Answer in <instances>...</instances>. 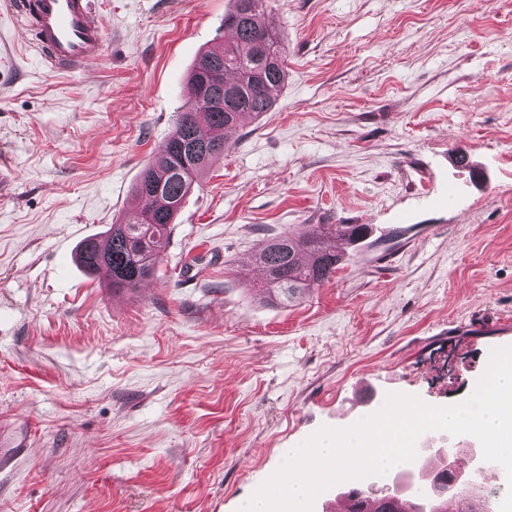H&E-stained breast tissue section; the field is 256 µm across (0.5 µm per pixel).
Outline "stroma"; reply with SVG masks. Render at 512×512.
<instances>
[{"label":"stroma","instance_id":"35a3bbf8","mask_svg":"<svg viewBox=\"0 0 512 512\" xmlns=\"http://www.w3.org/2000/svg\"><path fill=\"white\" fill-rule=\"evenodd\" d=\"M233 6L97 0L91 77L45 72L0 14V421L25 443L0 512H237L282 449L390 393L459 403L512 345V0H265L272 111L228 132L148 288L79 266ZM318 224L373 236L301 300L260 299L263 240Z\"/></svg>","mask_w":512,"mask_h":512}]
</instances>
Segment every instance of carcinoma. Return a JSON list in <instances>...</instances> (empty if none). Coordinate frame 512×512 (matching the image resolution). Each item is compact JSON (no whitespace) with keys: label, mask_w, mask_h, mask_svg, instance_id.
I'll list each match as a JSON object with an SVG mask.
<instances>
[{"label":"carcinoma","mask_w":512,"mask_h":512,"mask_svg":"<svg viewBox=\"0 0 512 512\" xmlns=\"http://www.w3.org/2000/svg\"><path fill=\"white\" fill-rule=\"evenodd\" d=\"M224 26L235 29L238 40L217 43L198 58L189 77L191 100L163 152L136 184L139 210L111 225L108 251H99L94 238L80 244L79 263L103 274L114 290L134 289L155 270L185 197L210 161L224 152L226 131L246 116L271 111L275 100L270 90L287 78L284 47L265 20L264 0H235ZM372 232L370 224H317L309 236L265 240L255 263L263 281L275 283V298L292 302L329 281L343 264L345 256L332 247L336 236L357 245ZM351 496L356 503L350 512H398V496L385 485L357 488ZM484 502L480 494L449 486L447 468L433 475L427 503L441 505V512H483Z\"/></svg>","instance_id":"cac0c4a2"}]
</instances>
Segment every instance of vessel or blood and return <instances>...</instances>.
I'll list each match as a JSON object with an SVG mask.
<instances>
[{
	"label": "vessel or blood",
	"mask_w": 512,
	"mask_h": 512,
	"mask_svg": "<svg viewBox=\"0 0 512 512\" xmlns=\"http://www.w3.org/2000/svg\"><path fill=\"white\" fill-rule=\"evenodd\" d=\"M94 0H7L6 12L23 29L42 62L54 71H78L101 60L104 25Z\"/></svg>",
	"instance_id": "1"
}]
</instances>
